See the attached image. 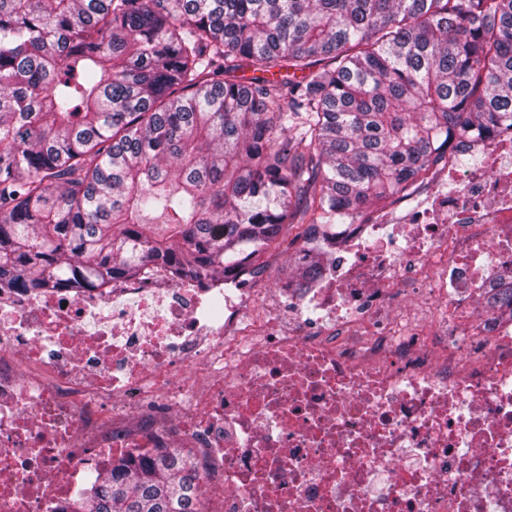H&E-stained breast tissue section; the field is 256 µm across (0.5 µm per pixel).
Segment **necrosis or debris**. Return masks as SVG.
Wrapping results in <instances>:
<instances>
[{
  "instance_id": "4bbe7bcc",
  "label": "necrosis or debris",
  "mask_w": 512,
  "mask_h": 512,
  "mask_svg": "<svg viewBox=\"0 0 512 512\" xmlns=\"http://www.w3.org/2000/svg\"><path fill=\"white\" fill-rule=\"evenodd\" d=\"M339 228L300 283L0 291V512L198 449L218 512H512V131Z\"/></svg>"
}]
</instances>
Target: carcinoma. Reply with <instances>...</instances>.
<instances>
[{
	"label": "carcinoma",
	"instance_id": "1",
	"mask_svg": "<svg viewBox=\"0 0 512 512\" xmlns=\"http://www.w3.org/2000/svg\"><path fill=\"white\" fill-rule=\"evenodd\" d=\"M504 129L512 0H0V289L262 276ZM201 478L161 449L74 512H205Z\"/></svg>",
	"mask_w": 512,
	"mask_h": 512
}]
</instances>
